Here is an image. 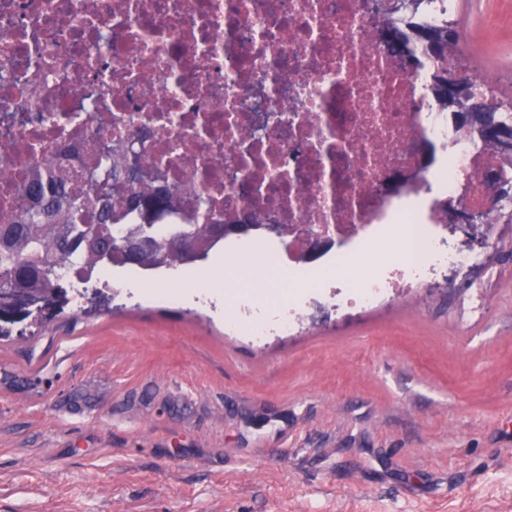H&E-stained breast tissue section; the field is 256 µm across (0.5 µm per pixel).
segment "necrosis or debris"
<instances>
[{
    "instance_id": "necrosis-or-debris-1",
    "label": "necrosis or debris",
    "mask_w": 512,
    "mask_h": 512,
    "mask_svg": "<svg viewBox=\"0 0 512 512\" xmlns=\"http://www.w3.org/2000/svg\"><path fill=\"white\" fill-rule=\"evenodd\" d=\"M364 0H0V224L17 220L27 175L61 161L70 175L111 180L114 152L136 142L151 173L187 203L156 226L230 222L240 211L283 226L275 267L349 262L407 227L410 260L354 287L323 288L350 307L428 282L468 255L437 243L404 201L431 190L415 145L449 155L442 192L482 205L480 175L500 158L456 132L428 90L379 46ZM408 183L389 194L388 174ZM336 240L315 259L305 232ZM275 314L241 319L250 335L287 333L300 301L269 291Z\"/></svg>"
}]
</instances>
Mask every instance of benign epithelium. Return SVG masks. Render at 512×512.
<instances>
[{
	"label": "benign epithelium",
	"instance_id": "7a95c632",
	"mask_svg": "<svg viewBox=\"0 0 512 512\" xmlns=\"http://www.w3.org/2000/svg\"><path fill=\"white\" fill-rule=\"evenodd\" d=\"M444 90L448 99L466 97L471 99L474 111L465 114V122L475 125L481 134L507 152H512V124L506 123L499 117H488L483 113L487 103L482 92L476 90L467 80L466 73L457 66H450L440 73ZM486 191L487 207L501 209L512 205V188L494 171H486L482 175ZM33 197V203L26 208V219L29 223H37L45 214L42 205V188L33 184L28 188ZM169 193V185L162 181L156 182L153 197L144 199L135 197L125 201V207L134 212L139 219L142 230L135 235L125 237L121 247L130 263H138L141 255L147 251H162L166 254H176L185 263L196 259L197 251L191 236L176 232L168 237H157L154 223L163 215V203ZM454 230L462 233L468 243H483L485 241L482 212L452 207V223ZM256 228L247 214L240 216L239 223L228 226L225 224L211 225V232L216 239L229 235H247ZM64 302L62 286L52 284L50 288L35 293L27 288L21 279L15 280L9 288L0 289V321L20 322L35 315L47 314L61 307Z\"/></svg>",
	"mask_w": 512,
	"mask_h": 512
}]
</instances>
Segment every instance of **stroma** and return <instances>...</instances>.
Listing matches in <instances>:
<instances>
[{"label":"stroma","mask_w":512,"mask_h":512,"mask_svg":"<svg viewBox=\"0 0 512 512\" xmlns=\"http://www.w3.org/2000/svg\"><path fill=\"white\" fill-rule=\"evenodd\" d=\"M452 12L460 64L512 95V0ZM471 249L262 339L177 274L11 325L0 512H512V223Z\"/></svg>","instance_id":"stroma-1"}]
</instances>
